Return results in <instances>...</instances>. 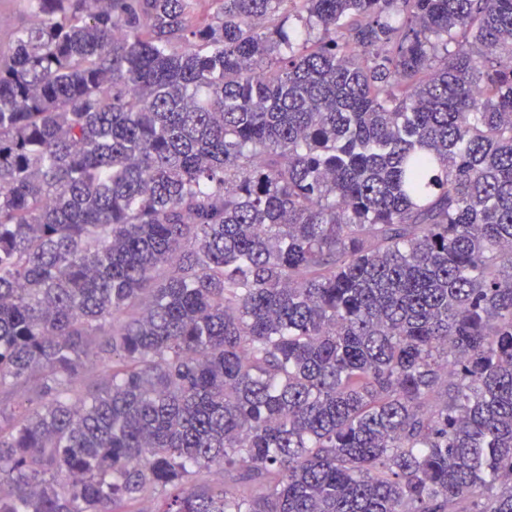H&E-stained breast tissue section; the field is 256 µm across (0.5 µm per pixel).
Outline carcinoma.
<instances>
[{
    "instance_id": "obj_1",
    "label": "carcinoma",
    "mask_w": 512,
    "mask_h": 512,
    "mask_svg": "<svg viewBox=\"0 0 512 512\" xmlns=\"http://www.w3.org/2000/svg\"><path fill=\"white\" fill-rule=\"evenodd\" d=\"M210 2L0 40V512H512V0Z\"/></svg>"
}]
</instances>
